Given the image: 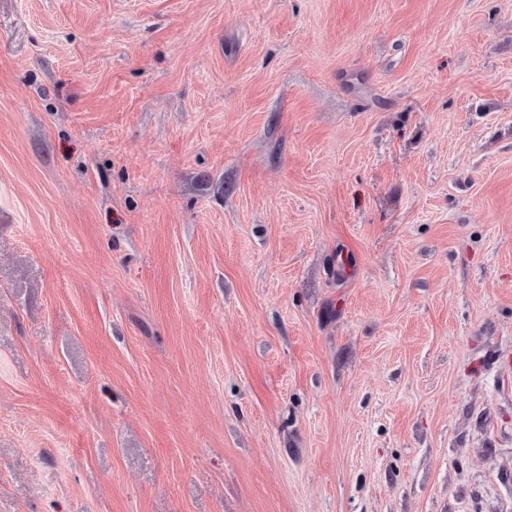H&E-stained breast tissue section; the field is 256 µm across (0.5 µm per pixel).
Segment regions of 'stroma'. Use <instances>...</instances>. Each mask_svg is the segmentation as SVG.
<instances>
[{
  "label": "stroma",
  "mask_w": 512,
  "mask_h": 512,
  "mask_svg": "<svg viewBox=\"0 0 512 512\" xmlns=\"http://www.w3.org/2000/svg\"><path fill=\"white\" fill-rule=\"evenodd\" d=\"M0 512H512V0H0Z\"/></svg>",
  "instance_id": "stroma-1"
}]
</instances>
